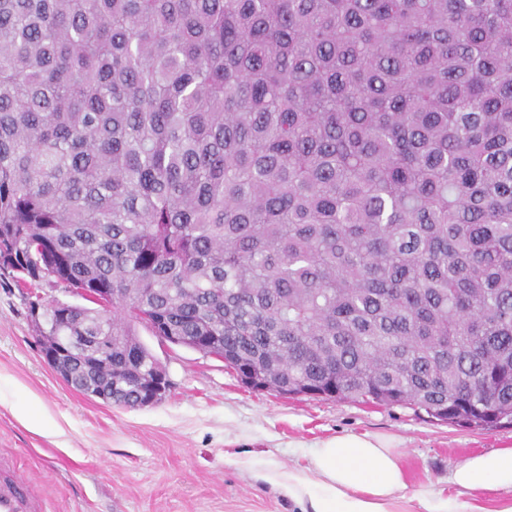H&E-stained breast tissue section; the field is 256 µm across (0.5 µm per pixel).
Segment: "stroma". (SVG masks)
<instances>
[{
    "instance_id": "stroma-1",
    "label": "stroma",
    "mask_w": 512,
    "mask_h": 512,
    "mask_svg": "<svg viewBox=\"0 0 512 512\" xmlns=\"http://www.w3.org/2000/svg\"><path fill=\"white\" fill-rule=\"evenodd\" d=\"M79 303L50 281L0 275V458L14 464L45 512H300L264 479L268 466L308 465L322 440L384 434L396 443L407 494L457 495L448 474L468 458L512 448V428L433 423L412 409L244 385L223 360L140 340L171 387L148 407L107 404L66 385L47 365L29 316L34 298ZM41 423L32 429L19 414Z\"/></svg>"
}]
</instances>
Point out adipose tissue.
I'll list each match as a JSON object with an SVG mask.
<instances>
[{
    "instance_id": "1",
    "label": "adipose tissue",
    "mask_w": 512,
    "mask_h": 512,
    "mask_svg": "<svg viewBox=\"0 0 512 512\" xmlns=\"http://www.w3.org/2000/svg\"><path fill=\"white\" fill-rule=\"evenodd\" d=\"M267 478L291 497H309L313 512H396L407 488L399 451L390 438L379 435L324 440L308 466L274 467ZM448 480L468 493L512 490V448L472 456Z\"/></svg>"
}]
</instances>
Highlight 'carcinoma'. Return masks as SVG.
I'll return each mask as SVG.
<instances>
[{"label":"carcinoma","mask_w":512,"mask_h":512,"mask_svg":"<svg viewBox=\"0 0 512 512\" xmlns=\"http://www.w3.org/2000/svg\"><path fill=\"white\" fill-rule=\"evenodd\" d=\"M0 270L85 394L137 325L278 394L512 424V0H0Z\"/></svg>","instance_id":"1"}]
</instances>
